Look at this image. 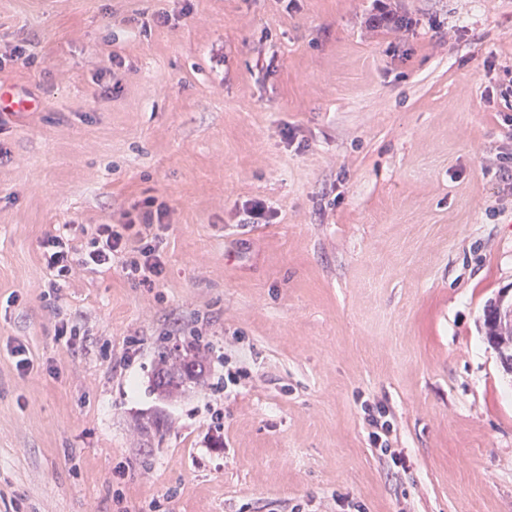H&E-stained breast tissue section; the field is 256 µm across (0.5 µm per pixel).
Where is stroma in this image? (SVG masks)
Here are the masks:
<instances>
[{
  "label": "stroma",
  "mask_w": 512,
  "mask_h": 512,
  "mask_svg": "<svg viewBox=\"0 0 512 512\" xmlns=\"http://www.w3.org/2000/svg\"><path fill=\"white\" fill-rule=\"evenodd\" d=\"M386 2L398 29L373 0H0V87L34 103L0 114V512H512L483 326L512 300V0ZM147 196L156 287H51L47 233ZM190 342L203 384L159 399ZM388 415L386 410L378 411V416L369 413L368 415V423L374 429L369 436L372 439V442L376 449L380 452L382 456H390L394 461L396 458V452L393 448H390L388 436L392 431V427L386 418ZM384 437V439H383Z\"/></svg>",
  "instance_id": "35a3bbf8"
}]
</instances>
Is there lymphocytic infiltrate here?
Masks as SVG:
<instances>
[{"label":"lymphocytic infiltrate","mask_w":512,"mask_h":512,"mask_svg":"<svg viewBox=\"0 0 512 512\" xmlns=\"http://www.w3.org/2000/svg\"><path fill=\"white\" fill-rule=\"evenodd\" d=\"M166 214V205L149 196L125 212L123 223L96 224L78 230L67 224L62 231L47 234L41 246L54 283L64 282L83 270L111 269L113 259L118 258L128 280L153 287L164 272L159 240L153 228L162 223ZM79 233L85 235L86 242L78 248L74 240Z\"/></svg>","instance_id":"1"}]
</instances>
